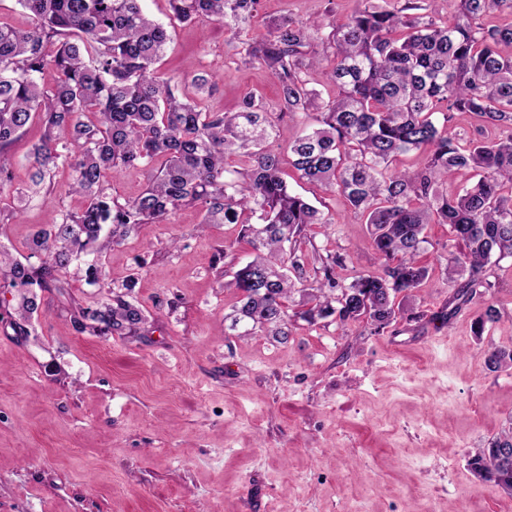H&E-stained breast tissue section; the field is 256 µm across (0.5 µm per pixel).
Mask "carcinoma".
<instances>
[{
  "mask_svg": "<svg viewBox=\"0 0 512 512\" xmlns=\"http://www.w3.org/2000/svg\"><path fill=\"white\" fill-rule=\"evenodd\" d=\"M33 26L20 30L0 22V155L34 119L45 133L28 161L31 185L13 186L0 162V197L20 210L39 194L60 165L73 172L68 193L84 198L77 212L59 209L55 221L30 233L25 261L0 244V287L21 288L15 312L0 298V320L17 336L39 309V293L64 294L71 271L106 289L97 307L72 304L64 311L75 332L136 336L146 324L130 296L133 281H105L102 257L141 224H164L178 208L199 204V225L238 224L249 239L252 260L224 288L238 295L228 316L233 336L264 331L289 336L291 318L309 324L332 317L346 327L366 320L383 329L404 313V300L428 277L417 257L430 224H447L464 244L448 257V280L468 269L481 271L492 258L512 256V23L483 28L476 23L512 0H448L445 20L409 16L425 10L422 0L388 9L360 0L344 25L326 37L334 49L329 78L336 88L327 101L310 87V56L319 23L284 19L246 44L244 62L268 67L280 85L282 112L313 120L291 147L300 177L340 195L347 213L371 227L372 246L386 266L381 275L358 273L339 281L334 256L323 277L304 283L302 240L314 224L330 219L288 189L280 158L265 148L277 126L262 97L249 93L235 112H215L204 96L215 75L194 78L200 97L179 98L172 80L154 64L169 40L167 27L143 13L140 0H18ZM259 0H169L173 19L218 21L236 30L253 17ZM55 83H40L45 68ZM315 113H310V110ZM453 112L476 117L492 138L460 141L448 132ZM424 154L409 171L399 157ZM246 157L249 167L231 170L227 159ZM154 171L148 186L124 202L109 192L108 179L125 168ZM477 180L459 189L457 173ZM300 292L302 309L288 315L287 302ZM488 369L512 367V349H491ZM512 429L478 448L470 459L476 475L512 495Z\"/></svg>",
  "mask_w": 512,
  "mask_h": 512,
  "instance_id": "cac0c4a2",
  "label": "carcinoma"
}]
</instances>
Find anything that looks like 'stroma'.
Here are the masks:
<instances>
[{
    "instance_id": "stroma-1",
    "label": "stroma",
    "mask_w": 512,
    "mask_h": 512,
    "mask_svg": "<svg viewBox=\"0 0 512 512\" xmlns=\"http://www.w3.org/2000/svg\"><path fill=\"white\" fill-rule=\"evenodd\" d=\"M358 0H260L240 31L169 20L168 0H142L167 23L155 65L180 93L193 77L217 76L206 105L234 111L246 93L277 109L280 87L260 64L243 63L246 42L287 17L331 32ZM44 133L33 120L5 158L15 187L28 185L27 155ZM283 177L332 223L313 225L304 245L314 273L344 257L343 279L382 273L369 225L342 197ZM49 205L0 217V243L18 257ZM199 207L145 224L102 258L109 279H133L143 336L78 334L65 301L94 306L105 289L70 279L68 296L41 295L17 339L0 327V512H512V496L473 474L468 460L512 426V369L489 371L488 352L512 348V257L489 264L474 298L448 323L438 314L454 283L444 269L463 244L432 224L418 256L429 278L410 313L383 329L332 319L293 323L288 340L224 333L237 302L226 274L252 247L235 224L204 232ZM498 310L482 334L486 305Z\"/></svg>"
}]
</instances>
